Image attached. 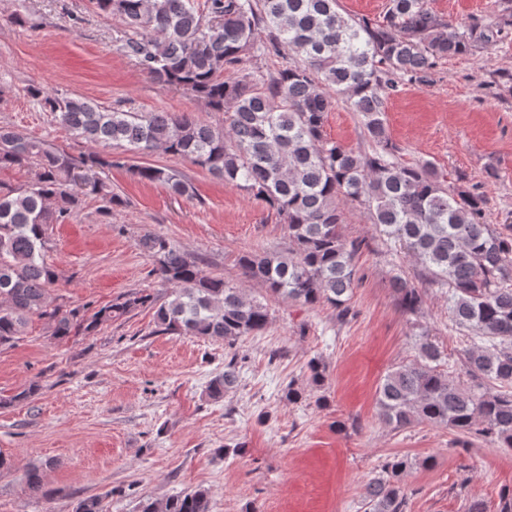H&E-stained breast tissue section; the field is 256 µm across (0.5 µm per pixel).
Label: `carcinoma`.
<instances>
[{
    "label": "carcinoma",
    "instance_id": "carcinoma-1",
    "mask_svg": "<svg viewBox=\"0 0 512 512\" xmlns=\"http://www.w3.org/2000/svg\"><path fill=\"white\" fill-rule=\"evenodd\" d=\"M92 3L103 18L122 20L118 49L148 78L193 93L224 113V125L187 113L108 110L35 86L28 94L96 147L161 149L275 211L288 226V255L247 252L237 260L243 278L260 281L271 297L312 308L327 304L346 317L360 280L355 259L365 241L343 238L342 206H362L371 223L413 256L421 278L448 288V310L470 336L462 365L472 386L463 388L438 370L440 351L426 340L418 346L419 362L388 372L379 383L381 421L399 430L415 422L445 426L462 446L480 436L511 448L512 267L506 259L512 257V225L497 231L483 223L487 197L478 186L447 187L433 163H401L385 113L389 98L405 84H433L438 62L507 38L512 0H496L503 4L498 19L468 26L442 19L428 0H388L384 14L373 20L343 14L339 0ZM288 55L297 61L274 72L246 65L250 58ZM340 102L360 114L370 151L325 138V114ZM126 165L119 153L75 158L0 127V168L35 169L28 184L0 185V346L19 340L34 319L62 341L144 306L155 308L157 331L164 334L231 342L267 328L266 304L245 298L240 286L207 273L173 241L153 234L139 246L171 286L165 301L140 292L99 309L50 300L60 275L42 254L49 229L68 219L86 196L101 199V212L108 215L125 205L99 171ZM132 172L179 195L189 193L190 185L171 169L137 166ZM394 290L403 312L420 311L422 295L409 280L396 278ZM237 378L232 357L210 380L208 397L224 398ZM487 381L499 389L486 387ZM413 466L406 456L387 461L366 485L365 512H404V477ZM24 476L31 494L43 492V466H27ZM107 497H84L74 512H105ZM138 512H210V491L200 487L160 502L144 499Z\"/></svg>",
    "mask_w": 512,
    "mask_h": 512
}]
</instances>
